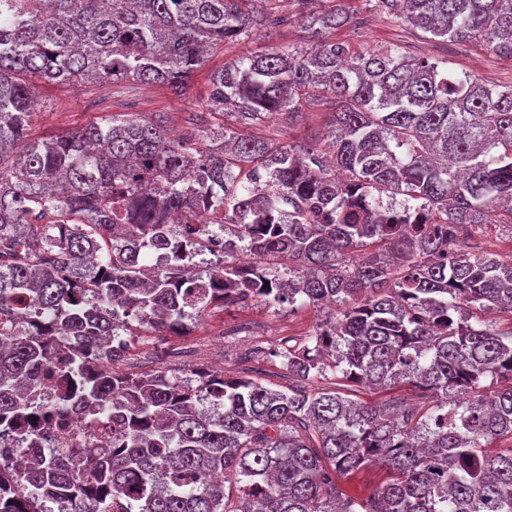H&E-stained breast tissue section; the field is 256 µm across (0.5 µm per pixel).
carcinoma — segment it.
<instances>
[{"instance_id":"cac0c4a2","label":"carcinoma","mask_w":512,"mask_h":512,"mask_svg":"<svg viewBox=\"0 0 512 512\" xmlns=\"http://www.w3.org/2000/svg\"><path fill=\"white\" fill-rule=\"evenodd\" d=\"M365 2L512 57V0ZM294 20L306 45L225 63L209 107L291 121L327 100L329 154L227 125L200 150L129 112L27 141L35 80L180 95L209 44ZM352 20L345 0H0V441H28L15 423L46 383L43 440L73 416L111 438L0 459V512H512V326L481 319L512 315V258L477 232L512 226V85L397 43L353 54L330 37ZM353 187L423 203L440 229L369 217ZM219 239L221 272L188 275ZM254 297L339 307L273 352L287 390L250 367L195 386L112 371L132 323L177 334L190 309ZM401 384L427 403L353 399ZM373 462L389 476L372 493L339 488Z\"/></svg>"}]
</instances>
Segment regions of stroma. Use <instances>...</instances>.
I'll return each mask as SVG.
<instances>
[{"mask_svg":"<svg viewBox=\"0 0 512 512\" xmlns=\"http://www.w3.org/2000/svg\"><path fill=\"white\" fill-rule=\"evenodd\" d=\"M356 21L336 32L337 40L346 42L358 53L389 43L401 44L410 54L420 57L446 58L450 70L471 73L488 84H512V58L487 50L482 43L438 45L416 35L415 31L396 19L381 18L372 13L364 0H353ZM300 24L275 32L260 29L242 41H228L211 46L202 66L195 72L186 91L179 96L155 84L135 83L128 91H116L111 85L86 86L80 83H44L38 88L39 105L33 113L29 135L40 139L53 133L79 127L110 112H135L163 121L173 134L188 137L199 144L209 143L213 134L221 132L222 116L207 113V98L214 71L226 62L254 53L268 52L284 45H304ZM331 121L325 107L305 105L296 124L282 118L263 121L256 126H239L245 136L259 135L280 143L311 144L322 148L323 132ZM330 310L309 306L272 308L252 300L227 310H214L204 320H190L186 336H173L169 346L171 357H156L153 337L133 338L124 356L114 363L118 372L153 373L164 371L183 379L197 368L219 369L225 376H235L242 369L246 353L263 348L264 356L253 360L266 386L283 390L289 383L288 371L274 357L285 337L306 338L318 323L330 317Z\"/></svg>","mask_w":512,"mask_h":512,"instance_id":"obj_1","label":"stroma"}]
</instances>
